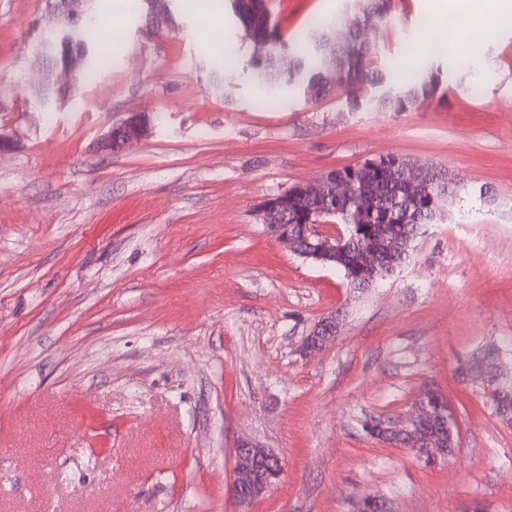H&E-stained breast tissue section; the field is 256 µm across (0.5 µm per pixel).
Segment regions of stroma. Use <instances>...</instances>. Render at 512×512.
<instances>
[{"instance_id": "35a3bbf8", "label": "stroma", "mask_w": 512, "mask_h": 512, "mask_svg": "<svg viewBox=\"0 0 512 512\" xmlns=\"http://www.w3.org/2000/svg\"><path fill=\"white\" fill-rule=\"evenodd\" d=\"M179 0L164 33L137 0H97L87 39L110 69L45 108L36 44L50 0H0V512H512V427L460 366L512 338V19L440 50L431 0H393L366 37L376 66L434 74L403 112L351 108L335 70L314 102L251 75L253 47ZM282 37L353 0H267ZM146 137L105 152L128 113ZM382 155L460 191L409 260L353 293L268 235L260 203ZM342 312L335 342L302 343ZM458 431L429 463L365 433L425 386ZM281 460L266 496L233 500L234 448Z\"/></svg>"}]
</instances>
